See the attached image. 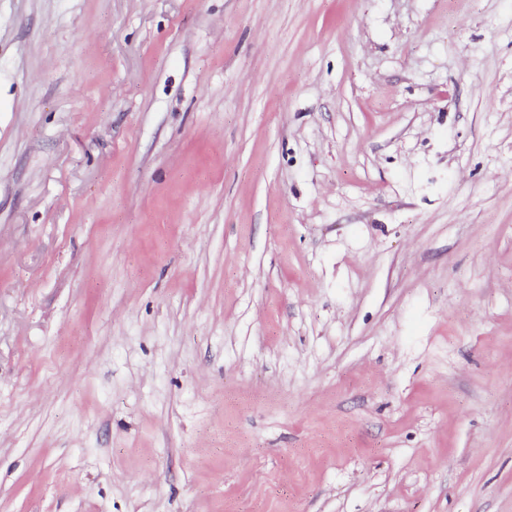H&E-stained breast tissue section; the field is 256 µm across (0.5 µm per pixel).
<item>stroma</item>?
Wrapping results in <instances>:
<instances>
[{"label": "stroma", "instance_id": "1", "mask_svg": "<svg viewBox=\"0 0 512 512\" xmlns=\"http://www.w3.org/2000/svg\"><path fill=\"white\" fill-rule=\"evenodd\" d=\"M0 512H512V0H0Z\"/></svg>", "mask_w": 512, "mask_h": 512}]
</instances>
